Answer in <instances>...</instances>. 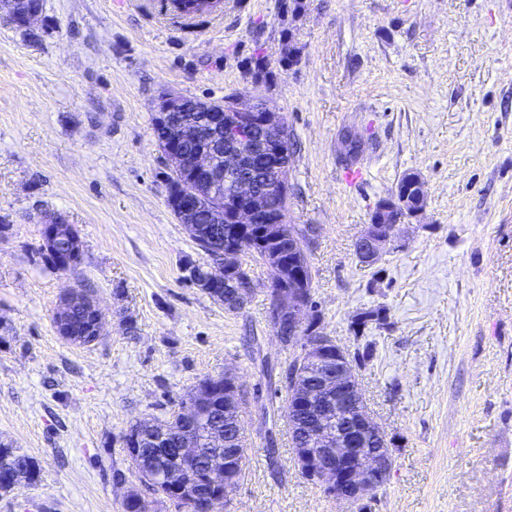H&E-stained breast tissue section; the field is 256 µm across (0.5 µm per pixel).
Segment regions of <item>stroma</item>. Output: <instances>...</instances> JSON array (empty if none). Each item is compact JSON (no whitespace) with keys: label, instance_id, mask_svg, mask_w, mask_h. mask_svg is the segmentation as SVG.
<instances>
[{"label":"stroma","instance_id":"obj_1","mask_svg":"<svg viewBox=\"0 0 512 512\" xmlns=\"http://www.w3.org/2000/svg\"><path fill=\"white\" fill-rule=\"evenodd\" d=\"M222 0L184 20L160 0H43L24 35L0 20V443L36 482L0 512H189L130 465V426L167 418L205 377L234 374L247 467L223 512H512V0ZM299 61L282 69L286 48ZM264 56L255 86L245 61ZM259 97L293 142L288 222L308 232L318 330L348 350L392 440L367 504L336 501L293 458L268 369L289 357L268 318L271 271L229 312L189 279L202 254L167 202L160 96ZM363 136L345 182L341 134ZM424 211L374 264L355 243L407 173ZM79 232L76 270L51 269L42 228ZM72 289L105 314L79 345L53 317ZM381 310L385 324L359 326Z\"/></svg>","mask_w":512,"mask_h":512}]
</instances>
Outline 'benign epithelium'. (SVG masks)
Returning a JSON list of instances; mask_svg holds the SVG:
<instances>
[{
    "mask_svg": "<svg viewBox=\"0 0 512 512\" xmlns=\"http://www.w3.org/2000/svg\"><path fill=\"white\" fill-rule=\"evenodd\" d=\"M22 0H0V18L12 23L23 14L27 25L41 19L42 11H18ZM183 97L163 95L155 113L159 125L169 126L168 140L160 143L171 171L180 177L179 186L168 191L175 210L183 214L203 212L212 224H224V242L221 250L206 251L207 278L212 284L224 282V273L234 270L241 253V238L254 224L259 230V245L265 247V258L275 261L271 266L272 310L275 333L279 340H292L304 333L311 305L308 282L297 269L278 262V252L273 246L286 240L295 258L307 257L305 238L284 224L270 223L274 208L273 190L284 194L288 190L287 167L282 157L290 147L288 125L284 116L265 102L249 103L232 97L217 110L208 114L204 126L179 119ZM254 160H267L272 166L275 183L270 187H257L246 177L224 184V175L238 171ZM424 195V181L414 174L401 193L394 196L392 209L399 216L392 220L377 217L370 220L358 239L357 256L364 263H372L396 240L399 226L408 222L405 215L409 195ZM68 240L67 251L58 256L60 269L75 266L81 255L79 237L64 224H46L42 249L56 252L61 237ZM104 314L96 300L82 290L67 293L54 314L57 333L65 340L80 343L95 341L101 335ZM335 364L336 371L324 381L327 409L336 413V419L348 423V428L331 431L321 421L308 429L307 444L296 449L295 462L308 479L326 490L338 501L355 503L365 501L384 484L392 469L389 440L383 427L370 413L359 387L357 367L347 351L331 337L317 334L309 338L296 363L293 378L300 382L308 371L303 366L319 367ZM206 481L221 494H228L238 480L225 470L208 472ZM171 491L186 499L195 500L190 485L180 480L175 472L167 476Z\"/></svg>",
    "mask_w": 512,
    "mask_h": 512,
    "instance_id": "benign-epithelium-1",
    "label": "benign epithelium"
}]
</instances>
